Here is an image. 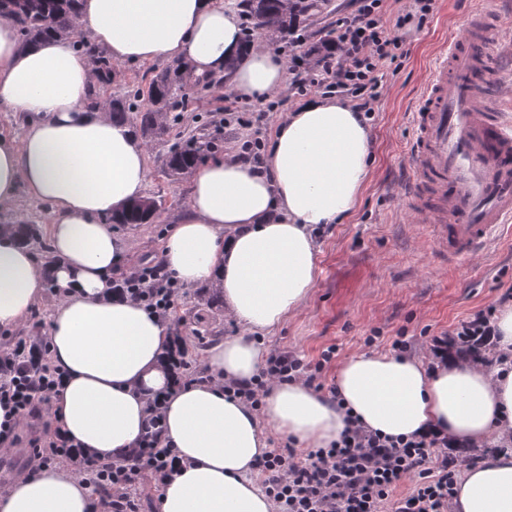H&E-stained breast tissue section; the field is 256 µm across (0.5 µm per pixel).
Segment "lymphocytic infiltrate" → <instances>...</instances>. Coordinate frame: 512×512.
Wrapping results in <instances>:
<instances>
[{
	"label": "lymphocytic infiltrate",
	"mask_w": 512,
	"mask_h": 512,
	"mask_svg": "<svg viewBox=\"0 0 512 512\" xmlns=\"http://www.w3.org/2000/svg\"><path fill=\"white\" fill-rule=\"evenodd\" d=\"M414 2V11L392 16L386 0H354L351 11L336 21L333 49L320 57L316 71L295 70L293 88L351 99L372 115L383 71L403 55L393 29L422 27L433 10V0ZM122 289L164 322L170 321L180 293L177 280L159 263L125 277ZM49 347L48 336H28L0 353V403L23 417L52 415L50 399L63 374L50 363ZM317 374L288 351L275 349L257 377L226 383L224 390L255 408L270 383H310ZM163 404L158 396L150 400L142 444L121 459L99 461L58 431L48 439L31 437L28 454L37 467L60 465L80 477L95 498L94 512H140L143 490L160 489L179 467L178 456L162 439ZM451 446L447 436L434 431L394 441L354 425L331 447L309 450L301 460L293 449H270L255 470L275 512H448L459 474Z\"/></svg>",
	"instance_id": "obj_1"
}]
</instances>
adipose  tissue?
Masks as SVG:
<instances>
[{"label": "adipose tissue", "instance_id": "ef3b65f1", "mask_svg": "<svg viewBox=\"0 0 512 512\" xmlns=\"http://www.w3.org/2000/svg\"><path fill=\"white\" fill-rule=\"evenodd\" d=\"M74 27L116 64L177 59L200 78L227 75L234 93L253 100L288 85L274 51L243 48L239 16L224 0H82ZM91 52L65 36L24 42L0 16V108L25 124L22 137L0 135V327L22 325L48 283L62 288L49 339L64 382L51 406L73 445L102 461L121 458L139 445L149 399L166 393L163 438L181 468L162 489L160 512H274L252 477L267 449L265 423L308 448L330 447L351 421L394 440L428 430L475 446L512 437V368L452 355L430 364L350 355L336 366L333 402L297 381L271 384L256 409L225 393V382L262 369L256 333L273 331L308 299L315 228L342 221L360 201L372 135L363 114L336 97L285 113L262 165L229 155L191 169L159 259L185 287L219 292L242 331L208 350L203 381L175 386L167 326L113 279L130 245L110 220L143 197L147 154L95 98ZM23 191L51 207V265L25 241ZM92 508L88 486L60 468L16 474L0 494V512ZM452 510L512 512V453L465 469Z\"/></svg>", "mask_w": 512, "mask_h": 512}]
</instances>
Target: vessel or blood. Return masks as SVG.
Returning <instances> with one entry per match:
<instances>
[{"instance_id": "vessel-or-blood-1", "label": "vessel or blood", "mask_w": 512, "mask_h": 512, "mask_svg": "<svg viewBox=\"0 0 512 512\" xmlns=\"http://www.w3.org/2000/svg\"><path fill=\"white\" fill-rule=\"evenodd\" d=\"M499 27L497 10L478 5L462 18L424 83L407 147L412 175L404 194L414 218L429 224L434 254L447 262L480 259L512 232V118L486 105L483 85H498L497 39L474 57V30Z\"/></svg>"}]
</instances>
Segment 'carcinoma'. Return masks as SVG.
<instances>
[{
  "mask_svg": "<svg viewBox=\"0 0 512 512\" xmlns=\"http://www.w3.org/2000/svg\"><path fill=\"white\" fill-rule=\"evenodd\" d=\"M237 7L253 23L257 31L274 47L293 44L299 36L307 35L309 27L318 20L331 17L335 9L332 0H238ZM79 10V0H0V14L9 15L26 41L46 36H76L73 18ZM335 22L318 30L320 38L310 46L313 52H323L333 46ZM94 64L106 83L112 77V60L102 51L94 52ZM224 83V78H192L180 63L153 73L145 86H136L124 97L109 102L112 118L128 121L126 106L132 98L146 99L138 112V128L145 138L161 139L164 129L162 116L176 111L194 89H210ZM215 142L205 136L192 135L171 147L163 158L164 173L175 178L202 161L214 149ZM157 210V202L146 198L133 203L115 222L119 224H148Z\"/></svg>",
  "mask_w": 512,
  "mask_h": 512,
  "instance_id": "obj_1",
  "label": "carcinoma"
}]
</instances>
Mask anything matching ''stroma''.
Wrapping results in <instances>:
<instances>
[{
  "mask_svg": "<svg viewBox=\"0 0 512 512\" xmlns=\"http://www.w3.org/2000/svg\"><path fill=\"white\" fill-rule=\"evenodd\" d=\"M469 3L436 0L422 29L410 25L397 30L403 56L398 68L388 69L382 78V97L370 123V175L361 201L350 217L328 225L319 236L317 279L305 305L275 331L259 335L265 349L292 351L311 363L320 361L327 348H335V362L320 373L324 385L333 383L337 360L359 352L390 351L392 341L401 336L412 340V355L429 358L428 337L452 330L512 286V245L463 267L444 265L428 246V226L414 220L402 197L409 177L405 147L413 133V103L439 49L460 33ZM301 98V93L283 92L262 101L245 100L224 86L192 93L180 121L162 140L145 145L144 194L158 202L156 220L112 227L132 244L119 277L156 262L172 219L183 209L188 179L164 175L168 146L181 135L217 128V157L241 153L254 128H261L263 141H270L281 114ZM175 317L188 338V355L200 370L209 347L240 332L209 289H182Z\"/></svg>",
  "mask_w": 512,
  "mask_h": 512,
  "instance_id": "stroma-1",
  "label": "stroma"
}]
</instances>
